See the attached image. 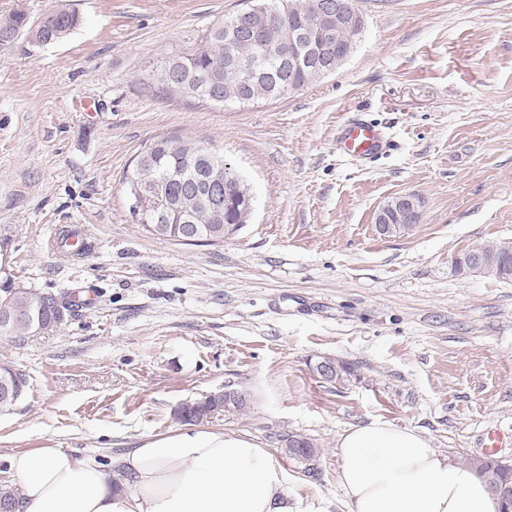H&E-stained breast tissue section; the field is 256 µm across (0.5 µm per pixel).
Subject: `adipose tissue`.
I'll return each instance as SVG.
<instances>
[{
  "mask_svg": "<svg viewBox=\"0 0 512 512\" xmlns=\"http://www.w3.org/2000/svg\"><path fill=\"white\" fill-rule=\"evenodd\" d=\"M337 455L351 512H499L474 469L416 430L356 426ZM0 461L20 486L18 512H307L290 499L278 456L237 435L153 436L111 468L69 448L15 450Z\"/></svg>",
  "mask_w": 512,
  "mask_h": 512,
  "instance_id": "obj_1",
  "label": "adipose tissue"
}]
</instances>
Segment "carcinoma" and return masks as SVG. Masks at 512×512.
Returning <instances> with one entry per match:
<instances>
[{
	"label": "carcinoma",
	"mask_w": 512,
	"mask_h": 512,
	"mask_svg": "<svg viewBox=\"0 0 512 512\" xmlns=\"http://www.w3.org/2000/svg\"><path fill=\"white\" fill-rule=\"evenodd\" d=\"M266 9L280 11L277 23L263 29V37L252 43L239 39L233 26V19L216 24L207 30L197 47L187 52L176 53L165 62L158 74V83L170 90L169 80L172 73L182 72L183 87L180 95L184 97L210 99L220 97L222 104H242L245 97L253 102L259 98L279 99L291 91H298L324 77L325 70L304 65L293 73V88L279 85L269 77H258L248 68L260 61H277L288 64V47L299 51L311 48L309 38L344 41L349 32H336V27L327 26L312 16H303L290 11L280 4V0H267ZM79 16L61 6L54 10V37L65 38L79 25ZM224 162V157L213 153L201 154L193 141L179 137H162L151 143V153L140 161L153 179L151 189L168 197H175L181 186L170 181L169 172L173 168L181 170L184 185L193 186L196 179L211 165ZM163 223L167 227H179L183 224H196L206 229L216 227L211 213L201 202L186 200L181 209L167 216ZM486 266L479 270L470 264L469 256H463L457 268L470 272H480L501 279H512V255L503 256L495 247L486 249ZM0 316L23 311L24 317L18 320H0V338L21 339L23 336L38 334L40 329L53 322L62 323L64 316L75 301L59 299L50 292L35 288H4L0 290ZM9 383L14 396L0 395V411L10 409L23 395L25 380L7 366H0V380ZM211 409V405L201 404L191 409L173 412V417L182 421H202ZM481 469L506 479L512 484V466L504 465L500 460L487 458L481 461Z\"/></svg>",
	"instance_id": "cac0c4a2"
}]
</instances>
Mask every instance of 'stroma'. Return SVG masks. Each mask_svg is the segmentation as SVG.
<instances>
[{
    "instance_id": "35a3bbf8",
    "label": "stroma",
    "mask_w": 512,
    "mask_h": 512,
    "mask_svg": "<svg viewBox=\"0 0 512 512\" xmlns=\"http://www.w3.org/2000/svg\"><path fill=\"white\" fill-rule=\"evenodd\" d=\"M80 17L63 41L0 51V289L90 294L51 331L0 344L26 381L0 413V455L71 448L101 464L183 430V401L223 388L249 407L201 432L280 455L309 512H349L336 454L351 427L421 432L463 463L512 434V281L457 270L472 246L512 241V0H355L364 28L332 73L275 100L171 94L174 52L248 0H0L38 22ZM389 151L337 148L352 115ZM223 155L252 219L219 245L146 233L123 175L155 139ZM416 194L418 220L375 224ZM345 361L348 379L312 366ZM293 432L313 468L284 456ZM420 205L421 200L413 193H405L392 198L381 207L377 214L378 230L382 234H390L411 226L418 219ZM390 213L397 214V217L407 224H392L389 219Z\"/></svg>"
}]
</instances>
